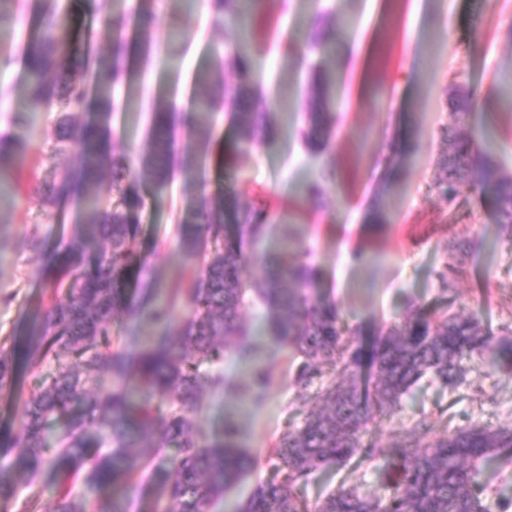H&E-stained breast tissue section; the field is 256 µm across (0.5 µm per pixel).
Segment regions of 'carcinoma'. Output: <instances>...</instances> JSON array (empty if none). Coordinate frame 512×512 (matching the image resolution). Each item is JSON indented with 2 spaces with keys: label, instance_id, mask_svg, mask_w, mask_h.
<instances>
[{
  "label": "carcinoma",
  "instance_id": "1",
  "mask_svg": "<svg viewBox=\"0 0 512 512\" xmlns=\"http://www.w3.org/2000/svg\"><path fill=\"white\" fill-rule=\"evenodd\" d=\"M214 8L232 25L240 14V0H215ZM34 17L40 35L25 46L28 111L35 116L44 104L52 105L58 112L55 151L62 154L73 145L79 154L78 167H55L36 193L54 206L77 198L84 224L106 247L88 258L78 239L56 253L50 305L29 333L27 347L21 351L15 341L8 348L0 345V395L13 397L17 425L16 433L0 439L10 457L0 464V502L19 499L24 488L29 494L22 498L21 512H42L33 486L50 471L80 482L61 490L52 512H126L129 494L139 487L136 476L150 464L160 476L162 491L152 512H213L224 490L253 467L252 458L236 443L234 428L225 430L224 439L209 441L195 429L191 415L205 392L223 385L211 367L224 360L228 338L239 341L234 347L239 360L253 358V348L242 344L250 335L242 319L249 260L241 237L228 233L226 225L258 237L266 216L222 194L190 205L183 223L197 225L194 246L203 242L209 250L200 279L184 294L190 316L174 336L167 330L171 303L157 304L149 312L157 332L137 354L114 350L116 314L136 318L141 313L130 284L150 273L137 241L139 200L129 196L125 182H168L175 117L171 106L156 104L148 150L135 162L116 157L109 147L110 97L91 98L87 80L91 77L94 84L114 91L126 89L130 41L145 53L152 51V16L116 4L108 19L113 35L107 54L73 50L70 23L54 0H38ZM335 40L336 31L323 16L306 38L292 45L297 56L320 55L304 109V140L311 150L327 154L333 149L337 120L330 88ZM226 68L243 91L225 99L224 109L235 117L239 143L250 146L266 127L269 113L253 79L251 55L239 42L225 45L213 78L198 79L195 108L206 112L214 107L216 86ZM478 103L475 92H458L451 102L453 116L463 119ZM24 149L23 136L13 131L0 135V181L6 169L19 164ZM106 173L116 198L111 208L101 207L93 190ZM465 177L471 178L475 191L493 200L498 223L511 225L512 173L457 134L436 181L448 205L455 202ZM332 179L334 172L323 169L307 186V196L321 203L322 182ZM463 251L461 245L453 247V262L439 273L447 288L459 272L456 262ZM318 280L310 249L301 247L267 262L257 289L271 311L270 336L302 358L295 383L306 389L328 370L336 371V379L317 393L324 410L308 413L300 427L279 438L275 474L254 488L241 512H491L493 485L478 476L490 458L512 464V428L473 426L430 438L429 418L421 416L413 422L415 434L389 448L366 444L363 437L371 422L392 417L403 395L428 374L450 392L465 382L477 360L511 374L512 340L496 337L476 313L464 316L444 307L409 313L366 344L347 334L335 302L314 295ZM62 352L73 361L58 365L31 390L17 389L20 375H39L44 363ZM103 376L110 377L106 386L100 383ZM163 403L168 405L164 413ZM51 418L65 423L54 441L47 434ZM170 447L177 449L174 456L161 454ZM135 448H153L156 455L145 460L134 454ZM381 456L386 459L384 493L364 497L357 485L344 481L315 508L308 507L302 492L322 466H343L354 458L362 464Z\"/></svg>",
  "mask_w": 512,
  "mask_h": 512
}]
</instances>
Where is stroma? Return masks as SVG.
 <instances>
[{"mask_svg":"<svg viewBox=\"0 0 512 512\" xmlns=\"http://www.w3.org/2000/svg\"><path fill=\"white\" fill-rule=\"evenodd\" d=\"M74 45L90 43L98 52L112 44L106 25L112 0H68ZM154 50L134 53L130 96L122 111L111 113L112 147L133 159L149 146L150 107L180 103L197 126L210 128L203 181L175 172L159 188L137 179L129 184L141 199L138 240L165 299L188 288L202 270L205 255L181 237L188 202L202 195L224 194L243 204L264 206L267 233L245 239L250 261L248 287L261 282L266 259L284 248L306 245L320 268V291L338 305L345 328L355 335L399 320L410 306H449L461 314L479 313L496 334L512 332V236L500 230L489 199L461 183L454 206L433 189L438 162L449 151L443 129L449 123L447 94L460 89L480 93V104L461 123L475 142H488L491 154L512 172V0H267L254 25H267L284 38L309 30L328 10L348 16L351 25L336 38V91L340 121L332 154L309 152L292 123L309 93L308 65L287 56L281 45L259 46L253 54L258 82L279 90L268 102V127L258 145L237 146L230 113L194 111L191 97L197 74L223 54L227 30L211 0H153ZM34 10L20 11L11 25L15 37L0 58V132L11 118L28 109L22 44L31 31ZM363 45L356 56L351 45ZM401 96L397 111L381 100ZM55 112L39 113L21 127L27 142L21 179L0 180V342H12L30 327L50 302L49 253L75 241L79 206L66 201L43 204L29 192L59 159L52 151ZM332 167L321 206L301 190L320 169ZM385 222H364L371 207ZM473 242L464 273L454 291L442 292L438 273L447 261L448 244ZM365 250L368 262L348 260ZM257 349L252 362L226 355L219 369L226 387L203 397L195 427L208 440L223 439L225 425L237 429V442L255 459L251 473L224 495L219 512H234L253 489L274 472L271 454L277 439L300 426L305 413L319 408L315 388L298 391L292 373L298 361L291 348L271 340L265 304L247 306ZM268 375L262 403L247 390L253 369ZM393 420L371 426L366 442L388 448L410 429L420 414L444 417L449 427H512V375L484 365L455 392L421 381L402 400Z\"/></svg>","mask_w":512,"mask_h":512,"instance_id":"obj_1","label":"stroma"}]
</instances>
